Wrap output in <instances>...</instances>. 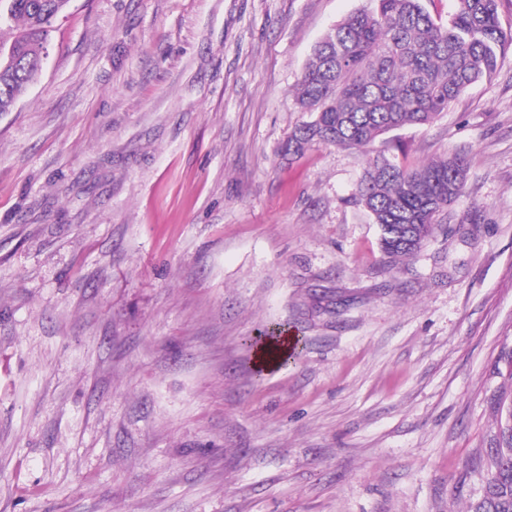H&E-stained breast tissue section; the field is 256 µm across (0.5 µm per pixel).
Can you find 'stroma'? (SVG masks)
Masks as SVG:
<instances>
[{
  "label": "stroma",
  "mask_w": 512,
  "mask_h": 512,
  "mask_svg": "<svg viewBox=\"0 0 512 512\" xmlns=\"http://www.w3.org/2000/svg\"><path fill=\"white\" fill-rule=\"evenodd\" d=\"M369 0H71L0 113V512H467L512 349V50L432 125L279 150ZM458 154L389 262L369 160ZM395 152V151H394ZM299 329L287 367L249 340Z\"/></svg>",
  "instance_id": "obj_1"
}]
</instances>
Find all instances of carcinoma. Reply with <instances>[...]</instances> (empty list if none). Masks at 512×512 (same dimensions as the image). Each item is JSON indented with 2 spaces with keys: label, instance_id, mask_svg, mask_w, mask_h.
Segmentation results:
<instances>
[{
  "label": "carcinoma",
  "instance_id": "1",
  "mask_svg": "<svg viewBox=\"0 0 512 512\" xmlns=\"http://www.w3.org/2000/svg\"><path fill=\"white\" fill-rule=\"evenodd\" d=\"M70 0H0V27L15 35L0 41V113L10 112L30 84L50 42L53 21ZM330 28L315 45L295 90V103L309 120L294 128L281 153L296 157L313 143L361 148L405 126L432 124L448 104L473 84L490 80L512 48V30L502 29L498 0H454L446 22L423 0H371ZM465 160L452 155L405 168L380 153L365 170L355 203L381 230V249L395 262L421 246L397 242L404 224L419 225L426 240L448 223V206L461 195ZM302 343L274 323L255 346L266 362L283 366ZM498 415V444L477 471L482 498L469 512H512V384L491 398Z\"/></svg>",
  "mask_w": 512,
  "mask_h": 512
}]
</instances>
